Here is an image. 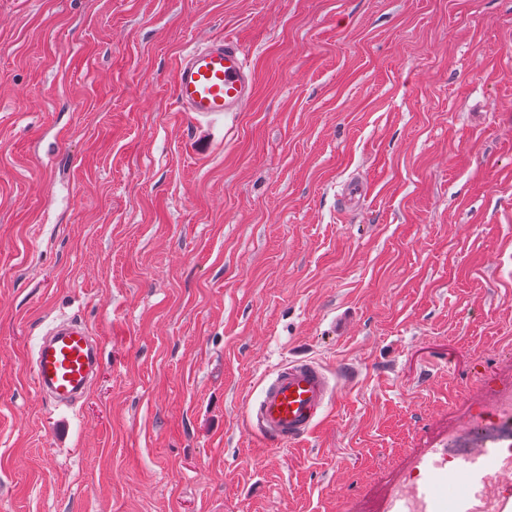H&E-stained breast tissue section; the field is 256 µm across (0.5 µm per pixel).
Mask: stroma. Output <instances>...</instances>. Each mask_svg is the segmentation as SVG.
<instances>
[{"instance_id":"1","label":"stroma","mask_w":512,"mask_h":512,"mask_svg":"<svg viewBox=\"0 0 512 512\" xmlns=\"http://www.w3.org/2000/svg\"><path fill=\"white\" fill-rule=\"evenodd\" d=\"M226 36L252 97L181 111ZM301 358L335 396L265 443ZM511 390L512 0H0V512H384ZM81 325L65 322L39 342L33 358L36 389L56 405H74L89 387L98 346ZM334 393L322 367L292 360L264 389L255 414L258 431L280 444L294 443L311 432Z\"/></svg>"}]
</instances>
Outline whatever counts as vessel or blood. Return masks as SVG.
<instances>
[{
    "label": "vessel or blood",
    "instance_id": "1",
    "mask_svg": "<svg viewBox=\"0 0 512 512\" xmlns=\"http://www.w3.org/2000/svg\"><path fill=\"white\" fill-rule=\"evenodd\" d=\"M173 93L180 108L203 115L240 109L253 93L248 56L237 40L224 38L190 50L179 61ZM98 347L81 325L66 322L39 342L33 358L36 389L55 404L82 398L97 364ZM335 393L318 364L299 359L279 369L256 409L263 435L291 444L314 428Z\"/></svg>",
    "mask_w": 512,
    "mask_h": 512
}]
</instances>
